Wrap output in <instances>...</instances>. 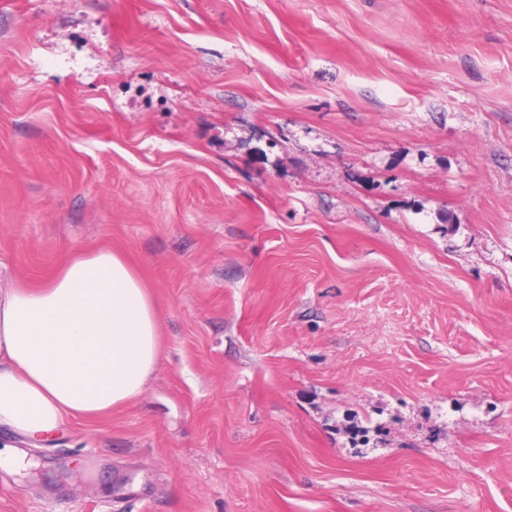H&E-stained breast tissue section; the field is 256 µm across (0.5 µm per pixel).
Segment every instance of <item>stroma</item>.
I'll return each mask as SVG.
<instances>
[{"label": "stroma", "instance_id": "stroma-1", "mask_svg": "<svg viewBox=\"0 0 512 512\" xmlns=\"http://www.w3.org/2000/svg\"><path fill=\"white\" fill-rule=\"evenodd\" d=\"M101 250L157 367L0 512H512V0H0V284Z\"/></svg>", "mask_w": 512, "mask_h": 512}]
</instances>
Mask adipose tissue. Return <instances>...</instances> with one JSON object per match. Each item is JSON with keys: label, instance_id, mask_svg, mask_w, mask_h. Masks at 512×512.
<instances>
[{"label": "adipose tissue", "instance_id": "1", "mask_svg": "<svg viewBox=\"0 0 512 512\" xmlns=\"http://www.w3.org/2000/svg\"><path fill=\"white\" fill-rule=\"evenodd\" d=\"M159 357L158 315L118 254L68 260L47 283L0 289V427L33 439L74 415L141 396Z\"/></svg>", "mask_w": 512, "mask_h": 512}]
</instances>
